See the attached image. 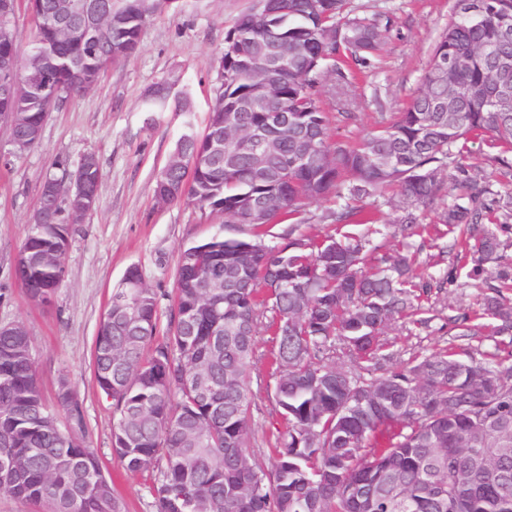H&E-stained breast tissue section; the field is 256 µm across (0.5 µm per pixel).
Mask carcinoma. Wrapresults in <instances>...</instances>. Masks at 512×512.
Instances as JSON below:
<instances>
[{"instance_id": "1", "label": "carcinoma", "mask_w": 512, "mask_h": 512, "mask_svg": "<svg viewBox=\"0 0 512 512\" xmlns=\"http://www.w3.org/2000/svg\"><path fill=\"white\" fill-rule=\"evenodd\" d=\"M110 9L107 47L92 54L80 27L61 33L35 27L28 51L17 35L6 42L24 86L10 111L14 134L42 126L58 103L93 87L112 61L133 54L149 14L164 0ZM345 0H277L266 13L240 15L224 35V77L203 133L187 125L176 143L195 162L167 179L182 185L170 202L192 201L232 224L259 227L252 239L226 238L184 246L179 253L175 308L169 333L155 340L158 297L132 265L112 291L94 355V380L112 401V453L131 473L159 469L152 488L158 512H512V364L463 359L448 349L408 361L394 358L384 330L415 307L410 258L397 252L365 269L369 239L348 233L300 235L265 242L262 227L299 223L305 200L348 194L354 200L395 190L401 223L420 234L425 208L441 190L439 175L455 163L453 148L472 134L512 151V105L496 99L512 90V71L485 54L512 61V0H478V21L453 13L435 42L430 63L409 104L355 148L333 140L322 108V78L349 84L344 68L363 65L379 51V21L339 22ZM274 31L291 49L276 76L277 94L262 96L261 81L244 69ZM457 60L442 79L431 73ZM244 130L267 127L269 111L290 108L288 135L272 133L288 173H254L249 157L235 168L210 159L209 138L224 129V110ZM316 149V158L302 162ZM46 176L40 206L70 204ZM462 197L440 221L478 232L477 252L497 256L489 227L493 210L477 204L484 189L464 179ZM274 206L256 216L261 203ZM370 223L365 208L344 205L334 223ZM71 224H33L18 256L15 277L30 294L54 292L65 277ZM220 268L221 300L214 303L208 274ZM132 304L130 323L117 305ZM488 310L512 329V307L491 298ZM271 337L273 400L282 428L264 467L248 452L251 371L256 336ZM346 358L354 373L336 364ZM387 368L374 374L377 365ZM57 402L75 417L80 409L66 381ZM0 493L45 504L50 512H122L121 502L94 451L64 433L38 382L30 336L21 324L0 329Z\"/></svg>"}]
</instances>
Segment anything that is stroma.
I'll return each instance as SVG.
<instances>
[{"label": "stroma", "mask_w": 512, "mask_h": 512, "mask_svg": "<svg viewBox=\"0 0 512 512\" xmlns=\"http://www.w3.org/2000/svg\"><path fill=\"white\" fill-rule=\"evenodd\" d=\"M257 0H175L155 12L138 49L110 64L98 83L66 99L48 117L39 144L19 157L0 128V324L22 323L33 344L40 385L55 400L60 381H68L80 405V418L59 407L63 431L83 437L111 480L124 512H157L152 486L155 471L127 472L112 453V403L93 377V352L99 324L112 290L126 269L139 266L144 281L159 298L158 336H166L173 310L178 255L185 245L214 234L248 238L250 226L226 223L222 216L192 202L165 204L155 195L156 179L186 125L203 131L220 83L224 33ZM454 0H347L349 16L388 21L380 51L350 77L345 99L322 97L334 139L357 145L365 134L390 121L410 101L428 67L430 52L447 26ZM169 81L170 106L148 112L144 102L152 87ZM352 112L355 123L343 115ZM93 154L101 187L95 209L74 227L65 258V279L48 305L31 301L14 275L20 248L34 222L42 183L56 160L77 165ZM498 148L482 136L459 147L458 167L444 173V185L423 222L426 232L404 237L399 211L377 197L374 209L390 235L368 234L366 225L347 232L368 235V263L394 254L409 241L418 284L427 288L417 313L388 329L395 356L408 359L444 349H467L476 359L512 363V332L501 334L499 319L484 310L498 285L495 260L474 261L459 232L441 224L442 211L455 202L459 170L488 189L485 204L512 192V167L497 163ZM334 198L305 201L297 233L323 237L338 233L329 214ZM476 334L461 339V320ZM269 336L256 338L252 372L249 452L269 465L280 426L273 407Z\"/></svg>", "instance_id": "35a3bbf8"}]
</instances>
